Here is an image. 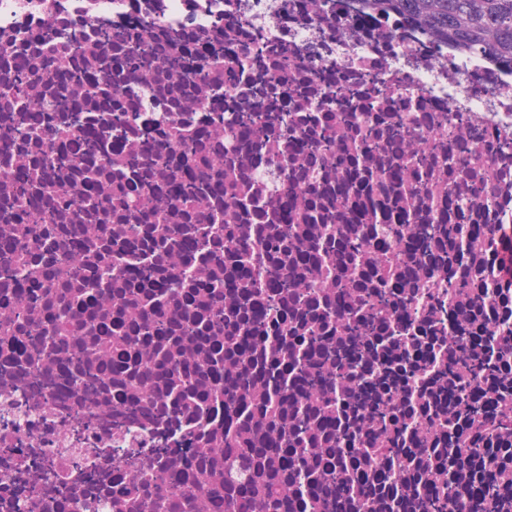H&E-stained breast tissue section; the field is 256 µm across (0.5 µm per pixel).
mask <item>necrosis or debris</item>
I'll list each match as a JSON object with an SVG mask.
<instances>
[{
	"label": "necrosis or debris",
	"mask_w": 512,
	"mask_h": 512,
	"mask_svg": "<svg viewBox=\"0 0 512 512\" xmlns=\"http://www.w3.org/2000/svg\"><path fill=\"white\" fill-rule=\"evenodd\" d=\"M97 29L164 43L186 66L220 61L224 81L211 90L163 61L146 74L117 60L104 71L95 58L108 46L69 79L74 64L45 40ZM19 68L33 78L0 113V244L20 257L0 270V512H143L173 481L205 499L204 512H240L235 487L197 484L201 467L232 463L275 490L278 512H424V491L492 476L493 502L466 495L455 512H512V431L489 433L488 451L453 466L470 424L444 375L458 326L512 347V278L499 264V230L512 224V68L357 0H0V87ZM272 83L292 134L242 136L239 107ZM23 118L37 127L25 141L7 133ZM107 120L121 126L123 153L79 151ZM403 123L415 135L399 160L385 144ZM328 138L326 157L317 145ZM119 169L125 194L112 197ZM462 172L480 196L457 195ZM183 183L198 186L205 221L175 202ZM81 196L102 210L79 211ZM47 209L54 221L27 235ZM382 224L408 235L386 238ZM459 224L480 232L458 242ZM427 226L429 248L412 249ZM358 237L363 249L345 257ZM155 251L166 261L150 263ZM64 253L80 279L62 269ZM115 258L124 272L103 280ZM456 271L483 290L450 321L440 305ZM275 277L289 284L282 314L255 324ZM349 287L421 302L401 339L398 312L363 310L368 336L352 366L335 354ZM214 288L220 320L207 305ZM349 368L353 382L325 391L297 377ZM184 374L199 391L223 388L227 421L250 414L242 447L200 443L208 412L170 399ZM281 374L271 419L261 396ZM364 387L392 397L395 421L376 425ZM378 429L392 448L372 447Z\"/></svg>",
	"instance_id": "obj_1"
}]
</instances>
